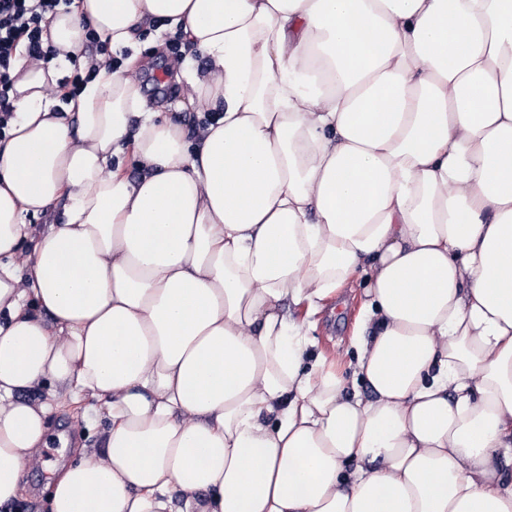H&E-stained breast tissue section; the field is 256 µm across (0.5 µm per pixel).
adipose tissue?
I'll return each mask as SVG.
<instances>
[{
    "label": "adipose tissue",
    "instance_id": "ef3b65f1",
    "mask_svg": "<svg viewBox=\"0 0 512 512\" xmlns=\"http://www.w3.org/2000/svg\"><path fill=\"white\" fill-rule=\"evenodd\" d=\"M152 22L206 60L195 133L129 65L61 113L55 63L17 60L0 505L89 396L44 512H512V0H74L48 28L65 61ZM361 274L349 394L291 309Z\"/></svg>",
    "mask_w": 512,
    "mask_h": 512
}]
</instances>
